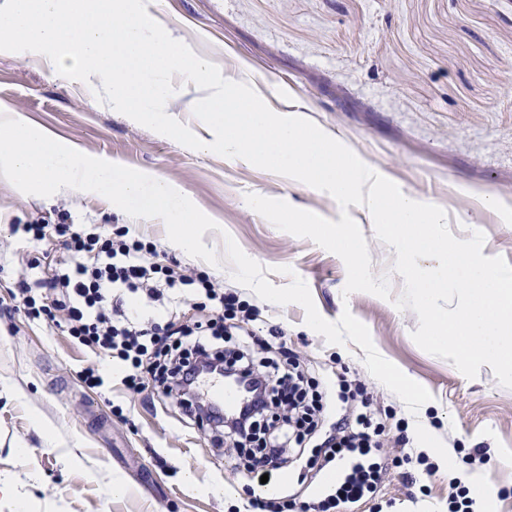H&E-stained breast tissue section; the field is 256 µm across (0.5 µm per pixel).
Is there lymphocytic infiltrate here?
<instances>
[{
    "label": "lymphocytic infiltrate",
    "instance_id": "lymphocytic-infiltrate-1",
    "mask_svg": "<svg viewBox=\"0 0 512 512\" xmlns=\"http://www.w3.org/2000/svg\"><path fill=\"white\" fill-rule=\"evenodd\" d=\"M13 233L33 243L57 242L69 254L66 267L48 278L19 280L12 295L15 310L52 326L66 324L73 343L86 348L94 360L80 377L89 388L103 387V360H118L127 393L142 394L148 382L172 401L189 420L204 422L216 442L249 440L255 423L278 408L271 427L283 433L265 456L253 459L250 472L276 466L287 450L301 447L305 438L322 432L325 462L340 461L342 470L331 494L314 504V512H343L345 505L375 494L387 473L374 455L382 426L374 412L343 411L326 422L324 406L310 396L299 365L279 374L256 369L247 347L225 349L229 329L254 336L258 313L225 293L218 282L182 268L158 262L156 248L140 241H112L97 229L77 224H16ZM190 287L204 295L205 314L185 323L180 307L163 305L166 291ZM155 307L160 322L145 323L141 309ZM227 371L252 383L255 399L232 412L203 399L197 381L201 374ZM267 419V418H266Z\"/></svg>",
    "mask_w": 512,
    "mask_h": 512
}]
</instances>
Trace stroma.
Segmentation results:
<instances>
[{"mask_svg": "<svg viewBox=\"0 0 512 512\" xmlns=\"http://www.w3.org/2000/svg\"><path fill=\"white\" fill-rule=\"evenodd\" d=\"M149 14L211 58L222 75L250 79L276 111L295 110L359 158L387 171L402 193L448 212L457 239L485 236L484 255L512 264V0H150ZM0 102L57 139L122 166L173 181L216 223L202 237L221 265L184 253L162 220H130L97 193L45 200L20 193L0 176V512H246L263 488L245 464L246 447H214L208 431L178 413L129 396L116 367L110 384L92 389L79 376L90 354L58 327L11 312L10 290L31 264L56 262L60 249L11 236L14 224L68 215L76 224L153 242L181 265L220 281L257 308L264 328L284 333L285 351L300 363L327 408L336 391L327 376L364 387L383 424L388 474L380 490L348 512H448L455 490L441 461L420 447L418 424L469 467L491 465L499 495L491 512H512V388L491 367L464 377L452 360L423 351L411 338L419 320L397 310L404 279L393 272V247L366 219L373 277H387L392 298L344 294L346 268L313 241L276 228L250 209L246 194L339 220L334 200L288 177L189 149L99 102L84 82L50 71L31 52L0 53ZM501 195L507 213L485 210ZM269 268V281L298 275L318 312L343 311L365 324L377 351L432 395L420 416L366 369L355 343L332 345L305 323L304 309L267 302L236 282L226 238ZM287 266L291 275L279 274ZM306 447L301 461L268 471L283 512L324 498L336 463L320 464Z\"/></svg>", "mask_w": 512, "mask_h": 512, "instance_id": "obj_1", "label": "stroma"}]
</instances>
